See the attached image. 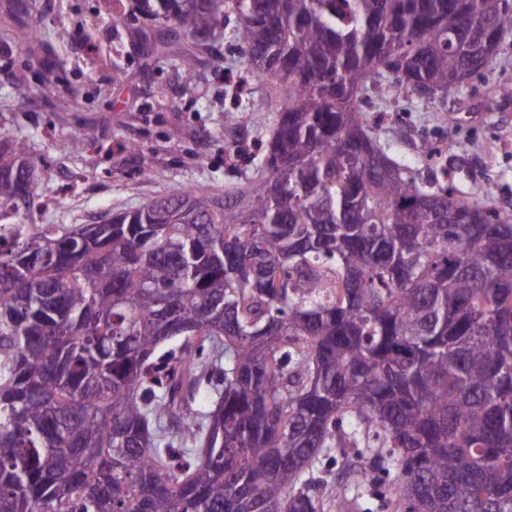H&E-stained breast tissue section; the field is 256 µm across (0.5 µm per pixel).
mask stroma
Returning a JSON list of instances; mask_svg holds the SVG:
<instances>
[{"label":"stroma","instance_id":"obj_1","mask_svg":"<svg viewBox=\"0 0 512 512\" xmlns=\"http://www.w3.org/2000/svg\"><path fill=\"white\" fill-rule=\"evenodd\" d=\"M125 0L114 16L110 0H0V112L5 133L22 138L44 172L37 192L55 207L34 208L35 224H96L115 212L195 186L216 194L239 187L224 149L267 138L271 113L252 109L267 84L250 73L248 54L233 38L234 17L216 31L187 79L173 54L131 40L156 22L132 15ZM127 80H117V73ZM53 79L57 90L38 87ZM512 35L489 68L467 78L447 100L401 93L362 100L387 153L430 180L449 173L459 195L491 202L512 217ZM25 87L26 96L16 94ZM237 113L229 125L228 113ZM83 129L94 142L62 150ZM436 130L447 150L427 158L424 134ZM468 151H461V144Z\"/></svg>","mask_w":512,"mask_h":512}]
</instances>
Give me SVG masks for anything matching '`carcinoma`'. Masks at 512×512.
<instances>
[{
	"mask_svg": "<svg viewBox=\"0 0 512 512\" xmlns=\"http://www.w3.org/2000/svg\"><path fill=\"white\" fill-rule=\"evenodd\" d=\"M136 2L189 78L235 12L282 107L237 191L98 224L22 223L33 158L0 138V512H365L393 470L389 512H512V223L355 108L453 95L512 4Z\"/></svg>",
	"mask_w": 512,
	"mask_h": 512,
	"instance_id": "obj_1",
	"label": "carcinoma"
}]
</instances>
